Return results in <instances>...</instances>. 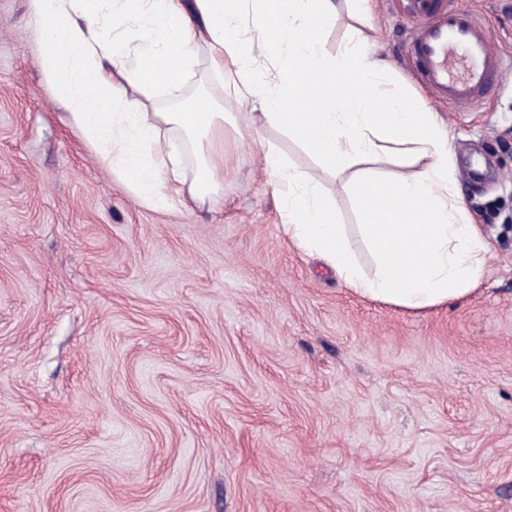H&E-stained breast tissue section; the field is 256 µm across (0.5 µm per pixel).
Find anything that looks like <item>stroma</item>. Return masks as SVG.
I'll return each mask as SVG.
<instances>
[{"label": "stroma", "mask_w": 512, "mask_h": 512, "mask_svg": "<svg viewBox=\"0 0 512 512\" xmlns=\"http://www.w3.org/2000/svg\"><path fill=\"white\" fill-rule=\"evenodd\" d=\"M512 52V0H474ZM368 52L449 133L490 257L459 303L365 299L280 227L262 148L318 175L365 272L358 197L213 75L224 190L155 210L100 167L0 0V512H512V94L452 112L410 75L396 0Z\"/></svg>", "instance_id": "35a3bbf8"}]
</instances>
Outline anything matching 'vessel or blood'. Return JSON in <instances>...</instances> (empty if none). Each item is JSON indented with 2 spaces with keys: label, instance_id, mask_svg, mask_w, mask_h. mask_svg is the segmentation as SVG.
<instances>
[{
  "label": "vessel or blood",
  "instance_id": "obj_1",
  "mask_svg": "<svg viewBox=\"0 0 512 512\" xmlns=\"http://www.w3.org/2000/svg\"><path fill=\"white\" fill-rule=\"evenodd\" d=\"M418 24L408 57L422 84L450 108L466 110L505 87L512 64L480 23L470 0H403Z\"/></svg>",
  "mask_w": 512,
  "mask_h": 512
}]
</instances>
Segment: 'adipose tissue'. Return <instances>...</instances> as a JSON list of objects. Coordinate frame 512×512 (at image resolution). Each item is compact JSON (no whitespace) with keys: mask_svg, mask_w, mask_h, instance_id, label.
I'll return each instance as SVG.
<instances>
[{"mask_svg":"<svg viewBox=\"0 0 512 512\" xmlns=\"http://www.w3.org/2000/svg\"><path fill=\"white\" fill-rule=\"evenodd\" d=\"M251 4L249 38L237 25ZM42 70L68 120L99 164L139 202L167 208L202 204L224 187V107L198 95L177 112H150L157 90L186 93L192 61L207 48L236 96L284 125L327 169L349 173L362 198L361 232L375 256L373 275L357 261L317 178L262 152L270 186L282 199V230L318 255L354 293L407 312L464 300L481 284L489 247L455 188L448 133L428 108L389 87L382 60L362 50L364 35L326 53L323 30L336 0H30ZM146 21L145 51L133 54L122 33ZM136 88L138 98L128 96ZM316 107L296 111L301 91ZM380 102L384 111H372ZM413 153L414 174L378 180L363 160ZM196 171L186 181L183 165Z\"/></svg>","mask_w":512,"mask_h":512,"instance_id":"1","label":"adipose tissue"}]
</instances>
